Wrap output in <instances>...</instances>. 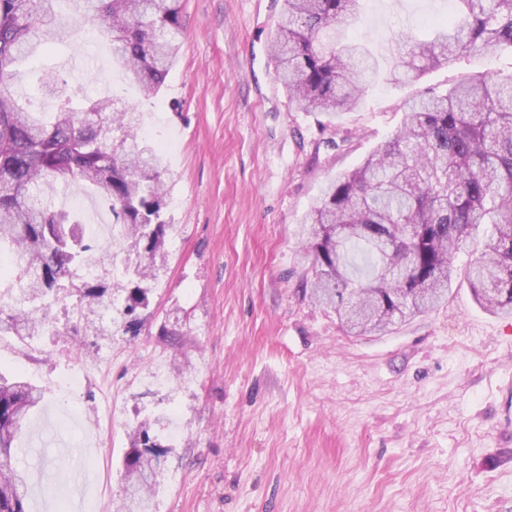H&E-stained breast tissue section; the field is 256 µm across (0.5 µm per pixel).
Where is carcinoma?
<instances>
[{"label": "carcinoma", "mask_w": 512, "mask_h": 512, "mask_svg": "<svg viewBox=\"0 0 512 512\" xmlns=\"http://www.w3.org/2000/svg\"><path fill=\"white\" fill-rule=\"evenodd\" d=\"M360 2L283 0L271 51L294 110L330 123L358 106L377 71L372 51L350 36ZM453 2L431 38L389 47L392 80L512 48V0ZM65 15L100 25L112 64L147 97L160 92L181 48V0H0V257L19 283L11 313L0 306V334L35 335L47 302L67 296L85 315L115 308L118 330L136 336L170 228L164 159L137 139L138 112H115L107 99L76 106L61 90L45 120L18 103L12 84L17 63L67 39ZM404 114L360 167L327 184L302 225L310 299L363 336L439 308L461 276L481 308L511 316L512 79L477 72L410 100ZM70 180L110 206L122 243H136L138 264L126 263L115 283L124 294L117 308L102 283H75L100 244L43 194ZM356 252L368 259L363 279ZM43 398L37 386L0 375V512H30L16 442ZM164 453L150 427H137L125 484L151 488L147 455Z\"/></svg>", "instance_id": "cac0c4a2"}]
</instances>
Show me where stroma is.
Wrapping results in <instances>:
<instances>
[{
    "label": "stroma",
    "mask_w": 512,
    "mask_h": 512,
    "mask_svg": "<svg viewBox=\"0 0 512 512\" xmlns=\"http://www.w3.org/2000/svg\"><path fill=\"white\" fill-rule=\"evenodd\" d=\"M281 5L183 0L179 58L149 99L81 20L15 74L23 103H40L39 78L54 70L69 90L135 105L166 146L170 225L139 335H113L108 315L72 319L68 298L47 309L42 335L0 334V372L44 393L19 457L30 512H119L129 435L145 421L168 450L153 512H512V440L497 434L512 317L484 312L460 279L440 309L349 335L303 292L298 239L324 185L392 134L406 99L467 73L511 78L512 51L393 85L388 44L424 36L440 0H365L352 34L381 74L326 127L292 111L276 78ZM50 196L112 223L80 183ZM79 363L88 378L73 414L59 384Z\"/></svg>",
    "instance_id": "obj_1"
}]
</instances>
